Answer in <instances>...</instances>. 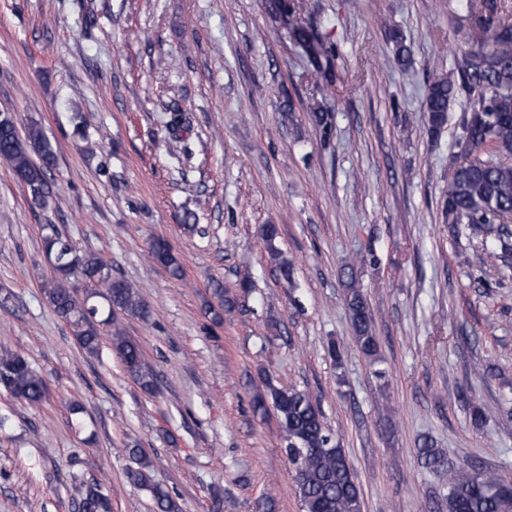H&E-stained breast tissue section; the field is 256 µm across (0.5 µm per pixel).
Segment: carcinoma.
Wrapping results in <instances>:
<instances>
[{
    "mask_svg": "<svg viewBox=\"0 0 512 512\" xmlns=\"http://www.w3.org/2000/svg\"><path fill=\"white\" fill-rule=\"evenodd\" d=\"M472 19L476 27L487 33L486 40L455 55L452 76L432 74L425 109L431 128L437 132L447 123L450 105L459 97L468 99L459 158L448 180L443 218L454 230L466 226L488 258L504 262L512 255V224L505 223L512 218V14L495 17L476 12ZM294 36L318 63L315 78H327V71L337 59L335 50L325 46L314 29H297ZM184 124L181 113L174 114L168 124V144L174 157L186 152L179 134ZM0 159L10 164L35 204L48 203V175L56 154L38 123H28L21 134L14 119L1 114ZM277 237L274 224L260 230L269 260L287 280L292 263L276 246ZM42 238L45 252L57 262L53 286L47 289L50 305L70 325L81 349L91 357L98 355L102 330L109 328L111 346L127 374L144 391H153L155 375L118 321L120 314L147 317L137 290L129 282L112 276V267L77 247L56 225H44ZM149 253L171 275L181 274L180 262L167 240L153 239ZM344 275L356 346L376 363L380 357L373 313L356 285L353 266H347ZM0 386L31 407L41 406L46 397L43 377L19 355L0 357ZM252 404L257 412L264 414L271 409L276 414L304 512H361L360 490L350 475L345 451L333 442L320 408L307 392L280 387L271 377L262 375L254 386ZM123 452L129 460L127 478L149 493L156 512H179L176 500L157 478L148 452L136 441L125 443ZM417 454L426 468L442 461L441 451L427 439ZM506 482L496 473L477 470L466 463L448 465V512H504ZM72 490L79 512H112L108 481L77 480Z\"/></svg>",
    "mask_w": 512,
    "mask_h": 512,
    "instance_id": "obj_1",
    "label": "carcinoma"
}]
</instances>
